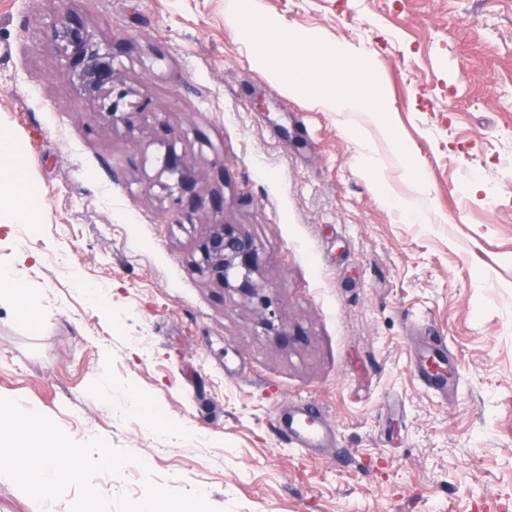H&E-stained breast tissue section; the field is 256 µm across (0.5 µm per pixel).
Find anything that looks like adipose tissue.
Returning <instances> with one entry per match:
<instances>
[{"instance_id": "adipose-tissue-1", "label": "adipose tissue", "mask_w": 512, "mask_h": 512, "mask_svg": "<svg viewBox=\"0 0 512 512\" xmlns=\"http://www.w3.org/2000/svg\"><path fill=\"white\" fill-rule=\"evenodd\" d=\"M225 20L241 30L251 46L256 65L268 79L292 97H303L328 112L364 114L386 134L394 129L384 114L392 106L381 90L337 83L336 68L366 71L368 49L339 44L330 48L312 32L285 29L277 19L263 16L257 0H226ZM38 193L23 173L20 151L0 133V212L12 224H39Z\"/></svg>"}]
</instances>
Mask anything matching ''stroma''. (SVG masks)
I'll return each mask as SVG.
<instances>
[{"mask_svg": "<svg viewBox=\"0 0 512 512\" xmlns=\"http://www.w3.org/2000/svg\"><path fill=\"white\" fill-rule=\"evenodd\" d=\"M224 2L0 0V132L41 208L36 227L0 228L20 288L0 293V397L147 460L96 477L108 496L140 497L149 475L220 512H512V0H259L372 52L362 82L394 102L395 142L270 83ZM72 13L133 41L120 72L149 118L112 123L75 95L44 34ZM171 148L254 240L295 343L199 272L207 210L159 223ZM434 333L455 367L445 391L418 372ZM305 403L335 434L312 456L279 438ZM70 502L0 478V512Z\"/></svg>", "mask_w": 512, "mask_h": 512, "instance_id": "35a3bbf8", "label": "stroma"}]
</instances>
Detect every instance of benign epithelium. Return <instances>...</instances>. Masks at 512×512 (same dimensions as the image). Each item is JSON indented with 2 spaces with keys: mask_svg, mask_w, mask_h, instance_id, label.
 <instances>
[{
  "mask_svg": "<svg viewBox=\"0 0 512 512\" xmlns=\"http://www.w3.org/2000/svg\"><path fill=\"white\" fill-rule=\"evenodd\" d=\"M45 36L60 47L77 97L98 102L99 112L110 119L122 111L133 91L116 71L114 61L126 50V41L100 40L78 14L51 23ZM163 171L176 176L175 186L169 188L174 221L181 216L191 219L198 210L202 192L195 168L183 157L170 154L165 158ZM210 213L208 229L200 244L203 270L251 305L268 332L283 343L289 342V333L271 292L253 278L257 268L255 244L239 225L224 222V195L219 192L210 194Z\"/></svg>",
  "mask_w": 512,
  "mask_h": 512,
  "instance_id": "obj_1",
  "label": "benign epithelium"
}]
</instances>
